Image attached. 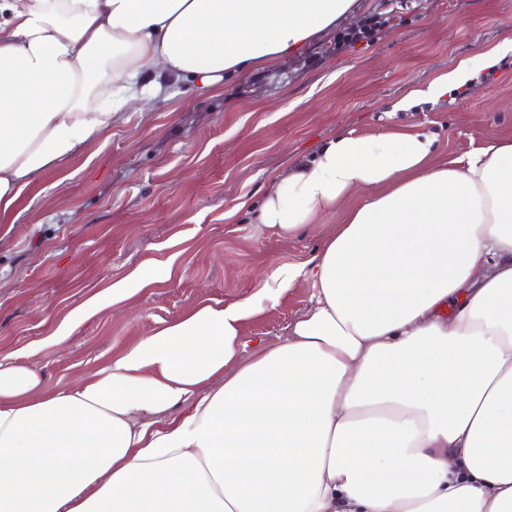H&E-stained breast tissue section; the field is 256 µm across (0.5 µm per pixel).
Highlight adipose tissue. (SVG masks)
I'll return each mask as SVG.
<instances>
[{"mask_svg":"<svg viewBox=\"0 0 512 512\" xmlns=\"http://www.w3.org/2000/svg\"><path fill=\"white\" fill-rule=\"evenodd\" d=\"M355 0H0V219L117 113L286 59ZM499 48L411 89L438 102ZM415 125L332 136L277 176L258 223L318 253L280 343L254 299L200 304L55 388L0 360V512H512V137L443 159ZM152 279L133 272L54 336ZM311 286L300 281L275 307L263 302V310L250 317L243 326V336L250 339L249 352L258 345H275L281 342L290 324L309 305Z\"/></svg>","mask_w":512,"mask_h":512,"instance_id":"1","label":"adipose tissue"}]
</instances>
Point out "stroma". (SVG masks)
Segmentation results:
<instances>
[{
  "instance_id": "1",
  "label": "stroma",
  "mask_w": 512,
  "mask_h": 512,
  "mask_svg": "<svg viewBox=\"0 0 512 512\" xmlns=\"http://www.w3.org/2000/svg\"><path fill=\"white\" fill-rule=\"evenodd\" d=\"M388 12L372 39L342 45ZM496 46L507 54L492 81L397 116L438 133L442 156L456 159L512 136V0H356L299 55L240 75L222 96L178 85L146 111L121 113L0 223V358L44 367L52 389L196 304L257 295L263 269L308 260L340 221L276 235L255 219L271 181L328 138L377 128L410 88ZM138 269L154 283L129 309L102 310L51 343L74 309ZM310 294L298 282L250 317L251 346L281 342Z\"/></svg>"
}]
</instances>
